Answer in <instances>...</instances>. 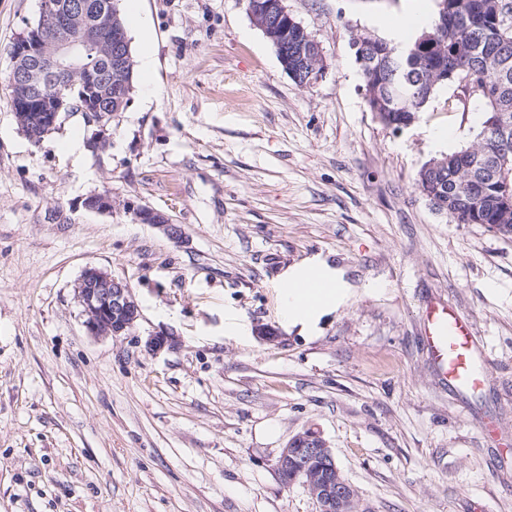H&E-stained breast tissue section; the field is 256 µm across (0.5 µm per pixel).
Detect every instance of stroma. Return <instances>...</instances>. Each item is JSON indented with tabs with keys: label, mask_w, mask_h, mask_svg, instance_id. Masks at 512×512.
Here are the masks:
<instances>
[{
	"label": "stroma",
	"mask_w": 512,
	"mask_h": 512,
	"mask_svg": "<svg viewBox=\"0 0 512 512\" xmlns=\"http://www.w3.org/2000/svg\"><path fill=\"white\" fill-rule=\"evenodd\" d=\"M285 5L323 50L311 87L245 0H137L158 95L133 76L105 146L81 112L36 146L4 77L39 0H0V512H321L274 467L308 429L365 512H512V238L414 187L438 155L430 131L446 151L474 146L484 109L447 84L411 126L387 127L353 48L437 0ZM104 191L112 213L86 211ZM127 201L180 236L134 222ZM318 253L357 295L302 336L282 325L271 280ZM89 265L128 282L141 317L126 334H87L74 286ZM434 298L470 315L482 391L449 392L429 365ZM159 332L180 346L150 351ZM487 416L510 448L482 437ZM123 209L135 222L162 226L173 237H177L180 234L179 228L174 224H170L169 219L161 212L145 206L135 205L130 201L123 204Z\"/></svg>",
	"instance_id": "obj_1"
}]
</instances>
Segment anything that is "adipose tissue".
I'll use <instances>...</instances> for the list:
<instances>
[{
    "mask_svg": "<svg viewBox=\"0 0 512 512\" xmlns=\"http://www.w3.org/2000/svg\"><path fill=\"white\" fill-rule=\"evenodd\" d=\"M282 323L303 336H315L324 318L351 304L353 286L343 269L322 255L305 257L273 278Z\"/></svg>",
    "mask_w": 512,
    "mask_h": 512,
    "instance_id": "1",
    "label": "adipose tissue"
}]
</instances>
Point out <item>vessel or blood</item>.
Segmentation results:
<instances>
[{
  "instance_id": "1",
  "label": "vessel or blood",
  "mask_w": 512,
  "mask_h": 512,
  "mask_svg": "<svg viewBox=\"0 0 512 512\" xmlns=\"http://www.w3.org/2000/svg\"><path fill=\"white\" fill-rule=\"evenodd\" d=\"M424 316L422 346L443 385L453 393L483 389L488 374L469 316L440 299L426 307Z\"/></svg>"
}]
</instances>
